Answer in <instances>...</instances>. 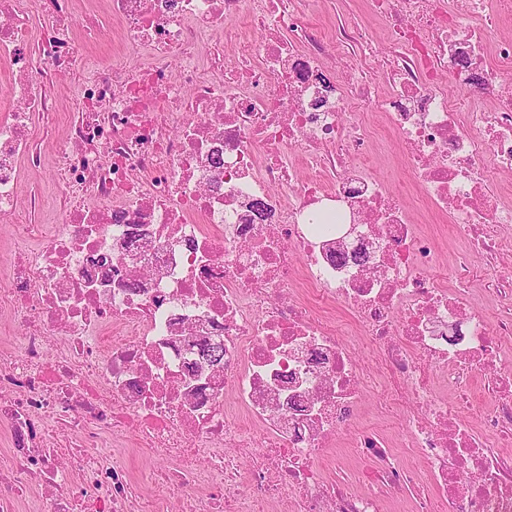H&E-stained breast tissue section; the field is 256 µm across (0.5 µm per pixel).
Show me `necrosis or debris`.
<instances>
[{
	"mask_svg": "<svg viewBox=\"0 0 512 512\" xmlns=\"http://www.w3.org/2000/svg\"><path fill=\"white\" fill-rule=\"evenodd\" d=\"M65 4L0 0L1 223L41 206L37 189L20 201L21 176L42 169L50 116L68 119L51 175L62 223L30 249L38 230L19 226L0 289L18 330L0 346V512L35 481L55 490L47 512H145L148 482L172 512H385L416 481L433 490L421 512H512V279L488 282V321L469 262L512 257V40L489 42L512 0H365L388 22L381 49L345 25L319 34L309 0H84L79 26ZM111 23L151 63L77 71ZM331 53L359 63L328 81ZM69 74L74 99L48 93ZM383 133L464 245L455 287L435 235L373 171ZM206 341L223 365H198ZM478 376L492 403L473 400ZM370 384L399 432L357 426ZM130 447L176 464L139 480ZM328 458L353 482L329 479Z\"/></svg>",
	"mask_w": 512,
	"mask_h": 512,
	"instance_id": "obj_1",
	"label": "necrosis or debris"
}]
</instances>
